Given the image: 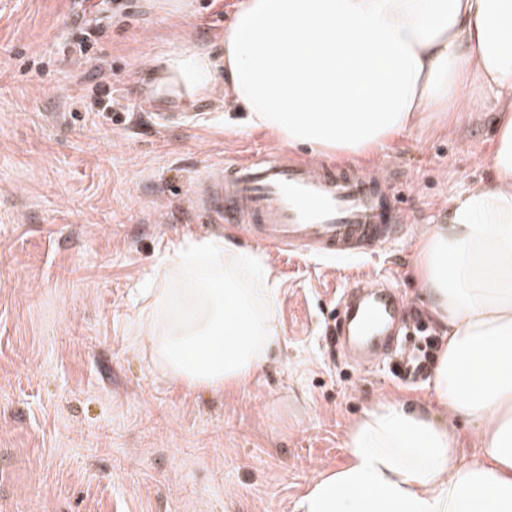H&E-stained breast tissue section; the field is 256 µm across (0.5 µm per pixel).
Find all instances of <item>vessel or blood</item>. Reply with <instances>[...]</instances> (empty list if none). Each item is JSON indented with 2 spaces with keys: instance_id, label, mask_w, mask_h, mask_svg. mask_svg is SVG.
<instances>
[{
  "instance_id": "b4317fda",
  "label": "vessel or blood",
  "mask_w": 512,
  "mask_h": 512,
  "mask_svg": "<svg viewBox=\"0 0 512 512\" xmlns=\"http://www.w3.org/2000/svg\"><path fill=\"white\" fill-rule=\"evenodd\" d=\"M216 222L242 224L259 244L301 248L348 259L402 239L406 211L386 176L352 167L314 164L272 150L225 160L198 189ZM337 340L343 353L390 358L403 381L422 378L429 364L419 349L399 347L403 300L385 281H361L344 291Z\"/></svg>"
}]
</instances>
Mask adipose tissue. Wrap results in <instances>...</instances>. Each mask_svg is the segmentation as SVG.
Instances as JSON below:
<instances>
[{"label":"adipose tissue","mask_w":512,"mask_h":512,"mask_svg":"<svg viewBox=\"0 0 512 512\" xmlns=\"http://www.w3.org/2000/svg\"><path fill=\"white\" fill-rule=\"evenodd\" d=\"M166 65L200 93L228 82L247 123L288 145L359 158L496 96L487 180L418 239L420 287L446 336L437 411L373 405L347 433L346 462L293 512H512V0H239L222 58L188 48ZM164 261L177 285L158 289L143 326L157 369L188 387H245L280 334L269 267L211 237ZM453 419L473 423L476 458Z\"/></svg>","instance_id":"1"}]
</instances>
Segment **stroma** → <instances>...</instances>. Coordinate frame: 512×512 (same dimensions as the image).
Instances as JSON below:
<instances>
[{
    "mask_svg": "<svg viewBox=\"0 0 512 512\" xmlns=\"http://www.w3.org/2000/svg\"><path fill=\"white\" fill-rule=\"evenodd\" d=\"M95 2L89 15L80 0H0V512H292L345 462L365 409L431 405V379L405 386L389 363L345 357L335 316L344 287L381 277L409 322L443 337L420 312L418 237L483 177L496 102L348 158L392 175L403 241L350 261L271 249L196 199L210 167L281 145L245 123L229 85L164 118L139 109L168 95L159 58L221 50L239 0ZM190 236L261 255L279 285L281 336L238 390L191 389L150 362L141 319L170 285L162 256Z\"/></svg>",
    "mask_w": 512,
    "mask_h": 512,
    "instance_id": "obj_1",
    "label": "stroma"
}]
</instances>
